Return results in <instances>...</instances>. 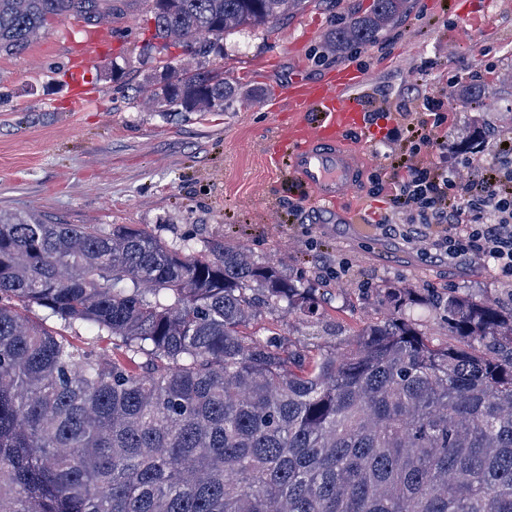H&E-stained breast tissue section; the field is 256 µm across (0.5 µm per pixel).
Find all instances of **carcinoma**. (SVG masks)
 <instances>
[{
    "mask_svg": "<svg viewBox=\"0 0 512 512\" xmlns=\"http://www.w3.org/2000/svg\"><path fill=\"white\" fill-rule=\"evenodd\" d=\"M305 2L148 0L142 53L159 54L162 85L145 103L223 109L239 87L205 63L224 34ZM406 6L373 0L330 48L375 41ZM110 13L0 0V56L52 20ZM317 292L244 246L198 255L126 224L0 211V512H512V306L389 287L387 313L329 350L246 332L266 312L322 320ZM34 307L121 356L73 347Z\"/></svg>",
    "mask_w": 512,
    "mask_h": 512,
    "instance_id": "carcinoma-1",
    "label": "carcinoma"
}]
</instances>
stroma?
<instances>
[{
    "label": "stroma",
    "mask_w": 512,
    "mask_h": 512,
    "mask_svg": "<svg viewBox=\"0 0 512 512\" xmlns=\"http://www.w3.org/2000/svg\"><path fill=\"white\" fill-rule=\"evenodd\" d=\"M116 5V37L85 71L96 102L72 108L59 77L79 53L83 26L55 22L24 53L0 56V210L58 224H126L198 251L245 246L320 289L327 321L299 333L326 346L376 316L373 294L393 283L512 303V285L492 269L439 261L428 244L385 234L389 205L372 195L369 179L386 164L378 127L350 134L368 176L331 210L294 217L308 190L266 162L291 121L277 104L281 87L344 66L363 74L372 112L428 92L442 74L456 76L474 87L448 102L460 130L482 124L489 150L512 139V0H409L375 42L339 53L328 49L329 33L369 12L372 0H307L287 21L225 36L223 56L210 64L243 87L215 112L144 107L134 89L155 67L140 55L147 4ZM483 41L490 57L481 54ZM343 263L349 273L339 280L334 271Z\"/></svg>",
    "instance_id": "1"
}]
</instances>
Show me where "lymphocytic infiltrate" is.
Returning <instances> with one entry per match:
<instances>
[{"label":"lymphocytic infiltrate","mask_w":512,"mask_h":512,"mask_svg":"<svg viewBox=\"0 0 512 512\" xmlns=\"http://www.w3.org/2000/svg\"><path fill=\"white\" fill-rule=\"evenodd\" d=\"M460 91L456 77L438 82L416 105L412 123L387 130L383 143L398 158L390 172L373 175V193L390 204L386 232L428 242L439 261L486 262L512 281V145L498 146L486 161L464 157L469 175L455 177L448 157L460 146L448 138L456 118L444 99Z\"/></svg>","instance_id":"f902f5d3"}]
</instances>
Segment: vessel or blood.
<instances>
[{
	"instance_id": "1",
	"label": "vessel or blood",
	"mask_w": 512,
	"mask_h": 512,
	"mask_svg": "<svg viewBox=\"0 0 512 512\" xmlns=\"http://www.w3.org/2000/svg\"><path fill=\"white\" fill-rule=\"evenodd\" d=\"M111 37L112 28L108 25L87 30L80 60L65 74L75 102L90 99L83 72L101 58ZM363 85V76L345 67L326 81L292 79L280 93L279 105L292 114L293 121L282 138V149L272 154L271 161L286 167L292 177L304 184L318 207L334 208L361 181L362 159L348 144L346 135L364 123L367 105Z\"/></svg>"
}]
</instances>
